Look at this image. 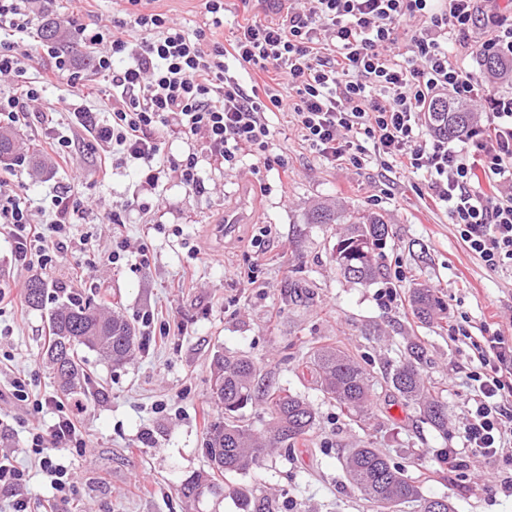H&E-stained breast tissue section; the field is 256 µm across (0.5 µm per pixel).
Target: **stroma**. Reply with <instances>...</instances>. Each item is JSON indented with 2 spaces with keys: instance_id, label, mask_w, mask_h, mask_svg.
Listing matches in <instances>:
<instances>
[{
  "instance_id": "obj_1",
  "label": "stroma",
  "mask_w": 512,
  "mask_h": 512,
  "mask_svg": "<svg viewBox=\"0 0 512 512\" xmlns=\"http://www.w3.org/2000/svg\"><path fill=\"white\" fill-rule=\"evenodd\" d=\"M269 120L274 151L286 157L287 170L265 167L252 155L230 172L205 164L203 195L189 190L174 170L155 191H143L132 163L114 166L111 177L100 181L96 155L81 150L69 165L51 163L40 173L26 163L12 165L37 219L48 220L52 198L66 189L93 196L99 212L123 211L121 224L75 219L68 260L48 263L40 275L50 288L89 293L101 306L120 311L138 335L137 349L120 366L85 352L88 382L65 396L45 356L47 310L22 302L0 310V455L28 473L33 512H42L53 490L28 450V437L32 429L47 428L54 413L48 407L31 415L6 396L16 377L36 394L83 404L85 453L53 451L80 474L69 512H246L227 493L205 488L187 499L180 492L185 479L207 469L206 428L224 419L211 397L210 367L228 352L250 357L261 385L299 394L316 412L306 444L276 451L254 470L226 479L255 499H269L271 512H373L341 468L347 451L362 446L398 462L419 458L421 469L433 472L421 478L422 493L448 498L455 512H512V494L491 490L489 466L460 433L471 407L470 375L480 367L472 340L496 331L512 338V272L486 268L445 212L426 206L418 195L421 175L376 160L359 171L332 165L298 138H284L287 115L277 112ZM244 183L249 220L234 235L221 236L224 213L238 205ZM136 197L147 208L133 205ZM321 203L386 216L393 235L380 278L360 285L337 274L335 225L308 221ZM260 224L271 233L257 249L251 240ZM116 240L126 241L128 250L113 266L104 254ZM90 258L96 262L91 271L85 268ZM417 283L436 289L449 320L465 319L469 339L417 322L405 301ZM147 312L154 316L148 328L141 324ZM163 324L170 328L165 336L159 333ZM412 336L426 346L424 375L448 403L447 434L422 422L414 405L382 383L371 389L369 419L353 424L300 368L311 347L331 344L377 377ZM449 448L462 463L453 472L438 464Z\"/></svg>"
}]
</instances>
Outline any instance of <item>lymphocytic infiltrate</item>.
Segmentation results:
<instances>
[{
    "label": "lymphocytic infiltrate",
    "instance_id": "1",
    "mask_svg": "<svg viewBox=\"0 0 512 512\" xmlns=\"http://www.w3.org/2000/svg\"><path fill=\"white\" fill-rule=\"evenodd\" d=\"M32 0H0V123L38 117L46 144L61 162L72 158L73 138L57 127L70 114L81 142L99 155L100 176L114 164L140 166L142 182L157 188L166 168L162 145L179 135L201 144L176 168L184 185L202 194L200 158L234 169L257 155L265 166L287 167L273 153L269 113H287L289 130L333 164L362 169L372 159L384 167L423 173L424 196L443 209L465 246L489 269L512 267V86L490 95L468 56L512 62V0H275L272 21L237 26L230 42L217 38L223 0H204L206 20L189 31L151 7L152 0H123L111 25L88 27L69 17L94 55L84 72L59 47L32 50ZM274 73L288 85L245 84L228 66ZM39 66L37 77L28 68ZM67 77L69 96L48 100L44 88ZM480 107L456 145L429 134L428 108L441 97ZM110 100V118H91L89 103ZM54 217L35 219L30 203L0 175V232L15 266L45 268L66 258L71 218L95 213L89 197L65 193L53 201ZM472 409L462 436L475 454L502 471L512 490V342L500 333L474 342ZM48 430H32L29 448L51 478L56 503H68L78 475L47 453V446L83 450L86 441L71 406L56 402Z\"/></svg>",
    "mask_w": 512,
    "mask_h": 512
}]
</instances>
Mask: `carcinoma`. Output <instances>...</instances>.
<instances>
[{
	"label": "carcinoma",
	"mask_w": 512,
	"mask_h": 512,
	"mask_svg": "<svg viewBox=\"0 0 512 512\" xmlns=\"http://www.w3.org/2000/svg\"><path fill=\"white\" fill-rule=\"evenodd\" d=\"M41 37L47 42H66V36L53 21L41 26ZM434 132L442 137L461 138L472 124V112L454 102L435 100L431 112ZM20 134L11 128H0V162L19 160ZM312 224H342L337 237L335 262L337 272L358 284H368L381 274L382 249L389 236V224L378 214L339 211L320 206L311 213ZM49 298L48 284L39 276H31L23 288L24 302L41 308ZM408 302L413 314L422 322L433 319L444 307L425 285L411 290ZM50 340L46 349L59 386L73 390L84 377L79 351L86 348L114 366L124 364L136 347V329L122 314L92 304L79 293H68L57 303L48 319ZM425 349L411 342L406 351L385 373V382L407 402L418 405L422 420L438 432L448 434V403L431 392L421 372ZM315 376L323 396L336 402L352 417L366 415L371 394L368 374L350 355L336 346L315 349L305 362ZM257 369L248 357L218 356L214 360L210 387L215 400L224 407V423L214 425L205 435V456L209 468L210 488L226 491L219 481L230 474H243L257 465L268 453L306 439L315 424V411L297 394L281 389H260L255 384ZM271 418L269 429L258 434L239 419V411L256 398ZM414 461L395 463L376 448H353L343 457L342 469L349 484L377 508V512H393L401 504L412 503L415 512H452L448 500L427 498L408 467Z\"/></svg>",
	"instance_id": "cac0c4a2"
}]
</instances>
